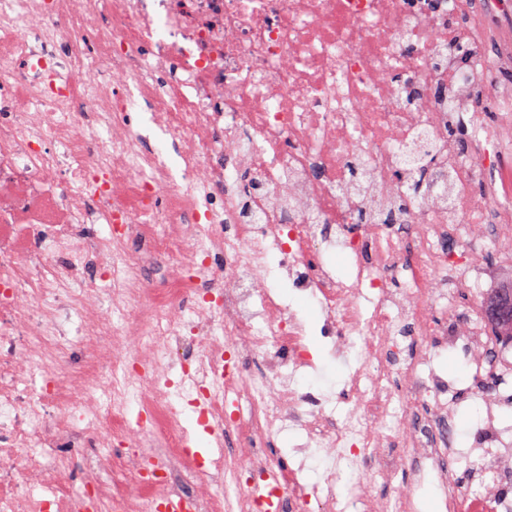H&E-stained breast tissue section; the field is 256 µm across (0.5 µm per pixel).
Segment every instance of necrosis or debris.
<instances>
[{"label": "necrosis or debris", "instance_id": "1", "mask_svg": "<svg viewBox=\"0 0 512 512\" xmlns=\"http://www.w3.org/2000/svg\"><path fill=\"white\" fill-rule=\"evenodd\" d=\"M105 16L91 49L92 0H0V512H227L228 483L254 512L288 430L327 468L282 473L281 512H419L426 484L441 512H512V349L479 286L485 258L512 261V119L490 137L466 110L480 57L437 93L448 0H108ZM141 111L180 171L144 147ZM423 133L447 179L407 194L400 150ZM315 336L353 363L344 412L300 382ZM430 337L468 358L480 447L457 446ZM198 428L241 446L204 468ZM400 469L407 488L377 493ZM285 295L287 301L291 303L292 307L307 321L314 323L317 321L319 312L317 306L313 302L305 301L296 298L291 291V288H285L282 281L274 283Z\"/></svg>", "mask_w": 512, "mask_h": 512}]
</instances>
